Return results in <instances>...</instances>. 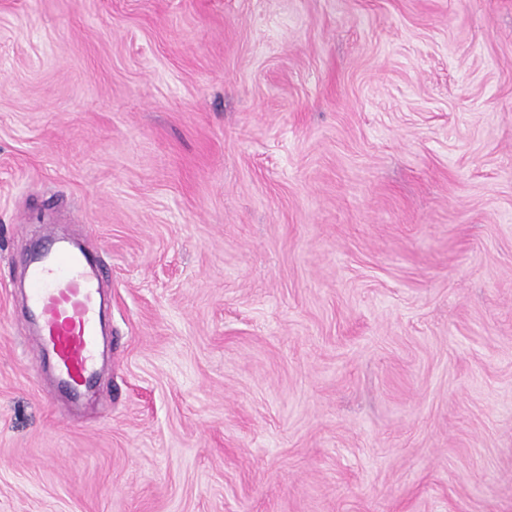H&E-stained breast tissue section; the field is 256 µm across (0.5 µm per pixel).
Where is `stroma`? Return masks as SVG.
Returning <instances> with one entry per match:
<instances>
[{"label":"stroma","mask_w":512,"mask_h":512,"mask_svg":"<svg viewBox=\"0 0 512 512\" xmlns=\"http://www.w3.org/2000/svg\"><path fill=\"white\" fill-rule=\"evenodd\" d=\"M0 512H512V0H0ZM25 265L26 311L35 323L28 341L52 357L60 386L78 397L97 373L100 290L97 266L61 239Z\"/></svg>","instance_id":"stroma-1"}]
</instances>
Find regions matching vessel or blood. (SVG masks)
<instances>
[{
	"mask_svg": "<svg viewBox=\"0 0 512 512\" xmlns=\"http://www.w3.org/2000/svg\"><path fill=\"white\" fill-rule=\"evenodd\" d=\"M32 346L54 361L61 387L79 396L97 372L100 290L97 266L61 239L25 265Z\"/></svg>",
	"mask_w": 512,
	"mask_h": 512,
	"instance_id": "1",
	"label": "vessel or blood"
}]
</instances>
